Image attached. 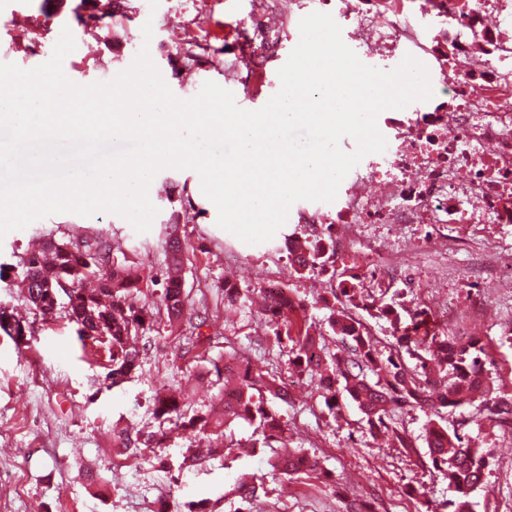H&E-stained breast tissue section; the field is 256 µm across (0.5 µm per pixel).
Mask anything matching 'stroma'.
<instances>
[{
  "instance_id": "1",
  "label": "stroma",
  "mask_w": 512,
  "mask_h": 512,
  "mask_svg": "<svg viewBox=\"0 0 512 512\" xmlns=\"http://www.w3.org/2000/svg\"><path fill=\"white\" fill-rule=\"evenodd\" d=\"M79 0H67L51 16L40 14V0H0V62L32 69L51 57L62 29H70L76 48L63 61L73 82L107 81L127 69L141 46L165 83L179 98L189 99L212 81L253 105L262 104L277 80L279 67L300 40L298 27L271 26L264 0H131L126 15L85 26L73 12ZM151 24V41L142 27ZM254 54L260 82L242 63ZM187 182L193 204L176 228L186 244L183 287L191 314H206L204 342L184 352L168 326L142 337L141 363L135 378L107 387L100 352L82 344L64 314L45 321L35 316L18 283L22 257L38 241L54 235L73 241L108 238L112 256L154 275L165 259V240L172 207L165 190ZM158 213L148 232L137 233L128 221L109 213L88 217L73 213L38 219L0 239V306L27 322L29 334L19 345L0 331V512H154L158 499L169 500L174 512L189 501H206L208 512H232L234 488L241 478L273 487L260 497L253 512H342L344 498H374L377 512H425L443 507L452 493L438 471L417 466L413 456L374 440L356 404L340 397L329 413L314 377L295 372L289 341H278L274 329L251 303L238 310L224 308L223 280L242 291L260 292L273 273L287 276L288 286L308 305L310 316L324 322L329 311L323 298L333 283L330 275L289 273L287 238L309 234L299 223L307 201L294 203L286 223L266 242L248 244L217 224V210L201 190L191 169L160 171L149 187ZM241 261H233V254ZM470 256L458 250L448 277L432 280L417 291L404 288H361L359 298L393 304L403 323L416 310L440 316L453 310L460 328L491 339L490 373L500 388H512V335L497 330L499 319L512 318V288H489L469 279ZM486 305V319L469 315L475 304ZM234 354L262 373L288 384L287 401H274L291 449L315 457L327 479L286 480L275 476L264 453L232 449L213 453L200 465L182 466L185 448L195 439L189 432H168L162 458L149 449L124 454L114 432L157 430L151 410L156 395L182 389L195 408L214 401L203 372L211 361ZM448 427L477 443L485 452L490 474L486 485L471 494L473 512H504L512 503V432L501 430L478 405H465L449 415Z\"/></svg>"
}]
</instances>
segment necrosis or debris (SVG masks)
Listing matches in <instances>:
<instances>
[{"instance_id":"necrosis-or-debris-1","label":"necrosis or debris","mask_w":512,"mask_h":512,"mask_svg":"<svg viewBox=\"0 0 512 512\" xmlns=\"http://www.w3.org/2000/svg\"><path fill=\"white\" fill-rule=\"evenodd\" d=\"M356 41L371 53H391L417 39L412 20L387 0H339ZM421 13L447 17L448 29L431 52L447 79L448 99L426 111L385 118L391 129L387 165H371L342 186L333 209L300 214L303 224L336 227V266L347 267L353 244L369 224L441 228L427 243L400 249L381 240L340 287H423L426 256L447 265L451 224L512 223V35L503 22L512 0H424ZM477 265L497 282L512 281V249L479 234Z\"/></svg>"}]
</instances>
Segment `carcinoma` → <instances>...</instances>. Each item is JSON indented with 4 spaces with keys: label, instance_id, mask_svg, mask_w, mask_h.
Wrapping results in <instances>:
<instances>
[{
    "label": "carcinoma",
    "instance_id": "carcinoma-1",
    "mask_svg": "<svg viewBox=\"0 0 512 512\" xmlns=\"http://www.w3.org/2000/svg\"><path fill=\"white\" fill-rule=\"evenodd\" d=\"M94 6L85 16L74 8L79 21L88 26L106 17L125 15L129 0H92ZM335 240L329 246L314 244L309 248L295 246L298 256L293 272L301 275L316 266L324 267L335 254ZM185 247L173 234H168L165 254V281L159 301L142 300L143 289L154 279L146 280L136 266L111 259V245L48 238L41 250L23 261L20 287L27 301L42 316L55 315L63 309L65 317L76 326L80 339L97 341L106 335L105 351L112 363V384H118L136 373L140 367V350L130 340L154 331L159 318L166 317L169 327L176 328L192 319L184 317L186 295L183 292V254ZM57 288L55 296L43 293L45 284ZM333 301L327 303L331 313L328 326L342 348L326 351L321 328L309 321L307 306L295 297H285L265 304L268 323L276 327V336H285L295 347L293 365L297 372L319 379L324 405L331 414L339 407L338 396L347 395L364 415L370 434L387 433L399 447L414 448L412 435L394 423L392 414L408 407H420L428 415L425 431L427 451L419 458L427 467L445 472L455 497L446 502L448 512H472L470 494L487 481L488 459L483 450L443 425L444 414L464 404L479 403L483 411L505 431H512V400L501 395L489 377L491 342L474 336H448L442 333H419L417 324L407 326L399 316L392 319L396 350L384 354L365 331L359 314L347 308H336L338 296L353 303L354 295L345 289L331 288ZM414 359L409 364L404 355ZM218 399L224 407L220 417L213 410L193 409L185 399L174 395L155 399L152 413L159 425L171 423L190 431L205 441L216 436L217 448H239L231 423L243 420L254 427L259 438L251 448L272 451L271 467L284 478L299 475L301 454L288 450L285 429L276 412L267 405L266 395L288 401V390L251 367H241L236 356L224 358V365L214 366ZM235 393L227 403V391ZM125 448L162 447L166 438L161 429L145 441L128 431L116 435ZM269 490L264 483L242 479L235 487L240 507L234 512H251V504Z\"/></svg>",
    "mask_w": 512,
    "mask_h": 512
}]
</instances>
